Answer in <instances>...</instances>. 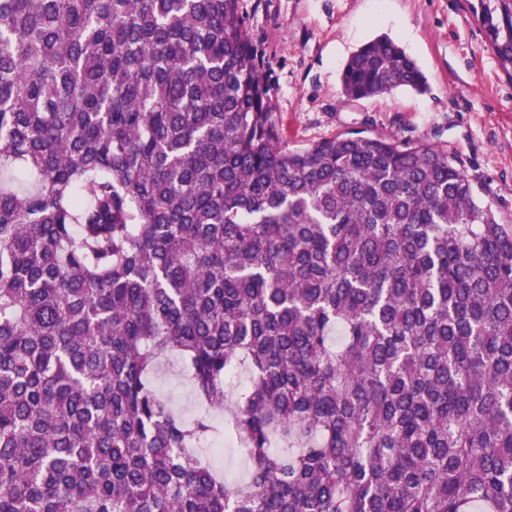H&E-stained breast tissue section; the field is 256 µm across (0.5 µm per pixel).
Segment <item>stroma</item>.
<instances>
[{
  "label": "stroma",
  "mask_w": 512,
  "mask_h": 512,
  "mask_svg": "<svg viewBox=\"0 0 512 512\" xmlns=\"http://www.w3.org/2000/svg\"><path fill=\"white\" fill-rule=\"evenodd\" d=\"M472 0H239L272 87L289 148L351 132L424 139L444 149L476 198L512 225V79L501 70ZM380 35L419 64L429 89L347 99L341 72ZM154 385L184 415L199 404L183 362L163 359Z\"/></svg>",
  "instance_id": "1"
}]
</instances>
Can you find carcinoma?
Returning a JSON list of instances; mask_svg holds the SVG:
<instances>
[{
	"mask_svg": "<svg viewBox=\"0 0 512 512\" xmlns=\"http://www.w3.org/2000/svg\"><path fill=\"white\" fill-rule=\"evenodd\" d=\"M263 69L238 0H0V512H512V226L425 140L288 148ZM154 385L185 416H191L200 408L186 376L184 363L177 356L170 355L160 362L154 375Z\"/></svg>",
	"mask_w": 512,
	"mask_h": 512,
	"instance_id": "obj_1",
	"label": "carcinoma"
}]
</instances>
